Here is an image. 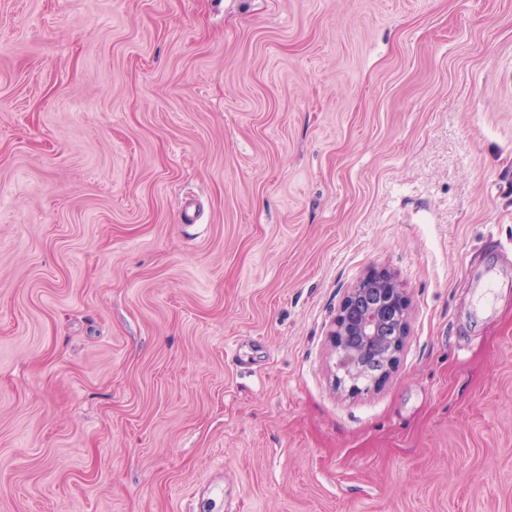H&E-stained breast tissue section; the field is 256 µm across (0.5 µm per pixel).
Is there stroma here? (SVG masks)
Here are the masks:
<instances>
[{
  "label": "stroma",
  "mask_w": 512,
  "mask_h": 512,
  "mask_svg": "<svg viewBox=\"0 0 512 512\" xmlns=\"http://www.w3.org/2000/svg\"><path fill=\"white\" fill-rule=\"evenodd\" d=\"M0 512H512V0H0ZM369 291L377 301L359 310V299ZM392 320L398 321V327L388 342L383 368L372 378L374 383L386 379L399 362L409 331L408 302L396 274L388 271L366 274L344 298L330 334L336 349L338 369L343 372L339 382L347 379L352 390L357 388L363 352L381 340L384 324ZM351 340L358 345H353Z\"/></svg>",
  "instance_id": "stroma-1"
}]
</instances>
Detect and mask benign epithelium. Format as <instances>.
I'll list each match as a JSON object with an SVG mask.
<instances>
[{
  "label": "benign epithelium",
  "instance_id": "7a95c632",
  "mask_svg": "<svg viewBox=\"0 0 512 512\" xmlns=\"http://www.w3.org/2000/svg\"><path fill=\"white\" fill-rule=\"evenodd\" d=\"M396 320L398 327L388 342L384 366L373 378L386 379L397 366L409 331L408 302L398 276L388 271L370 272L359 279L344 298L336 316L331 340L343 372L339 381L356 389L363 352L381 340L385 324Z\"/></svg>",
  "mask_w": 512,
  "mask_h": 512
}]
</instances>
